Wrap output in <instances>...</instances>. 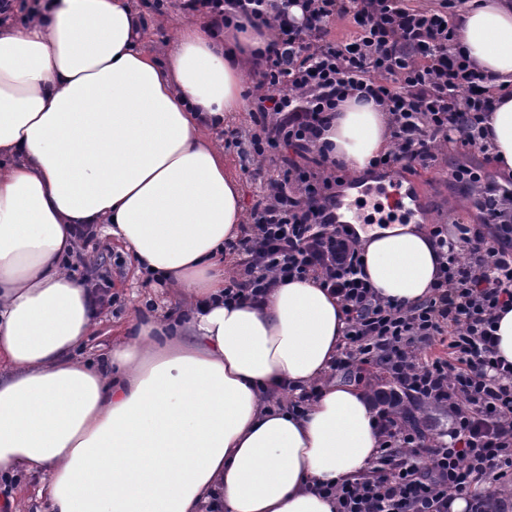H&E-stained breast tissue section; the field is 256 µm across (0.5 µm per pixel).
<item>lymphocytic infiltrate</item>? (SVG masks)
<instances>
[{"mask_svg":"<svg viewBox=\"0 0 512 512\" xmlns=\"http://www.w3.org/2000/svg\"><path fill=\"white\" fill-rule=\"evenodd\" d=\"M466 0L422 10L410 0H175L185 16L210 15L225 27L244 18L272 32L245 97L250 133L225 130L226 145L255 160L276 155L281 178L254 200L245 236L225 243L238 274L224 300L260 301L272 283L319 278L339 301L345 335L332 373L381 370L395 395L438 404L447 437L426 443L377 412L380 452L366 473L328 487L337 512H512V364L497 356L499 310L512 307V178L483 181L464 165L448 168L464 183L481 224L432 225L440 248L434 294L405 307L379 298L363 272L352 227L336 221L343 176L330 172L317 145L340 103L374 101L388 114L391 145L370 172L427 169L445 145L489 155L484 125L492 96L487 77L455 51L451 16ZM300 6L301 19L289 14ZM352 25L332 40L335 21Z\"/></svg>","mask_w":512,"mask_h":512,"instance_id":"obj_1","label":"lymphocytic infiltrate"}]
</instances>
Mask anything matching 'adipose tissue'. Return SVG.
<instances>
[{
    "instance_id": "ef3b65f1",
    "label": "adipose tissue",
    "mask_w": 512,
    "mask_h": 512,
    "mask_svg": "<svg viewBox=\"0 0 512 512\" xmlns=\"http://www.w3.org/2000/svg\"><path fill=\"white\" fill-rule=\"evenodd\" d=\"M456 48L488 76V142L512 170V0H469ZM133 0H51L0 20V476L41 473L50 512H336L319 486L367 471L380 437L350 385L303 413L263 403L318 383L345 323L313 278L261 301L224 300V242L241 189L208 139L244 107L252 26H179L166 62L143 48ZM332 160L367 169L389 144L375 103L347 99L325 131ZM80 224H103L138 275L200 305L141 325L96 363L88 288L65 269ZM378 297L432 294L438 247L412 223L361 234Z\"/></svg>"
}]
</instances>
